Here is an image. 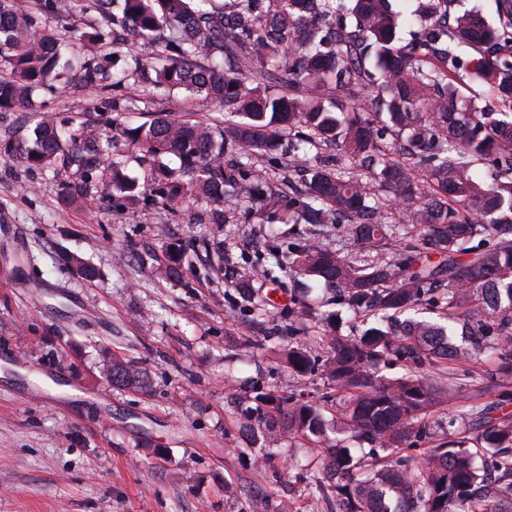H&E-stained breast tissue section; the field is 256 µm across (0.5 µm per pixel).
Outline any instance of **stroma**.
Instances as JSON below:
<instances>
[{
	"mask_svg": "<svg viewBox=\"0 0 512 512\" xmlns=\"http://www.w3.org/2000/svg\"><path fill=\"white\" fill-rule=\"evenodd\" d=\"M33 102L58 124L91 119L115 136L148 112L224 119L219 108L196 112L183 92L133 112L77 87L37 90ZM60 181L0 150V348L17 356L0 361V512H318L313 444L293 438L294 464L240 456L227 406L261 390L330 393L321 375L298 376L277 355L304 338L291 283L249 278L259 256L302 246L308 225H269L257 211L212 224L202 202L177 217L118 199L66 206ZM174 247L192 260L166 279ZM105 350L145 369L149 390L112 386Z\"/></svg>",
	"mask_w": 512,
	"mask_h": 512,
	"instance_id": "stroma-1",
	"label": "stroma"
}]
</instances>
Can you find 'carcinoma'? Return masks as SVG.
Instances as JSON below:
<instances>
[{
  "label": "carcinoma",
  "instance_id": "1",
  "mask_svg": "<svg viewBox=\"0 0 512 512\" xmlns=\"http://www.w3.org/2000/svg\"><path fill=\"white\" fill-rule=\"evenodd\" d=\"M99 21L79 40L116 45L130 35L136 53L109 74L96 55L79 57L42 25L41 0H0V112L24 108L38 88L72 84L112 91L122 105L128 81L146 79L147 97L186 92L197 110L230 106L231 119L211 125L160 113L122 129L138 152L143 184L121 163L103 167L113 139L83 121L63 133L43 118L26 143L6 148L29 169L71 171L61 183L68 205L117 190L136 204L176 213L199 199L213 205L210 221L244 202L282 221L312 226L307 243L272 257L261 278L310 277L336 291L339 304L364 328L342 331L325 312L313 339L327 344L315 358L302 343L281 356L299 375L319 372L336 418L325 408L288 400L282 420L259 393L255 405L234 412L266 444L301 436L319 447L326 477L323 499L337 497L344 512H388L393 493L404 512H503L512 505V390L494 375H512V0H496L499 25L479 13L448 17L451 0H431L415 13L429 40L399 46L400 14L386 0H91ZM465 74H460V66ZM274 72L302 94L269 91ZM375 84L371 111L355 88ZM484 87L497 103L487 110L461 93L463 79ZM292 139L288 176L305 189L280 195L254 177L256 161ZM483 165L491 181L474 178ZM346 225L339 249L320 242L323 227ZM441 257L436 263L425 252ZM189 261L177 250L164 272L175 279ZM440 297V322L419 320L426 301ZM395 357L408 362L399 377L380 374ZM494 365L478 372L464 362ZM448 378L434 380L422 369ZM112 384L147 390L146 371L112 358ZM476 402L448 418V440L416 455L430 433L433 409L458 381Z\"/></svg>",
  "mask_w": 512,
  "mask_h": 512
}]
</instances>
